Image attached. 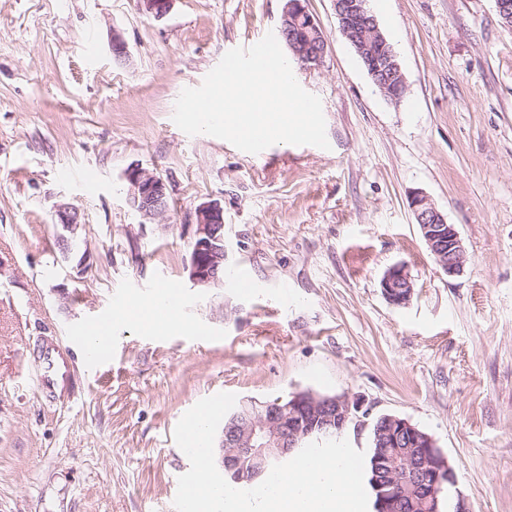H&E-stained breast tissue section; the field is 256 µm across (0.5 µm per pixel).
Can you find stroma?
<instances>
[{
	"mask_svg": "<svg viewBox=\"0 0 512 512\" xmlns=\"http://www.w3.org/2000/svg\"><path fill=\"white\" fill-rule=\"evenodd\" d=\"M284 5L174 0L157 19L140 0H0V512H174L185 412L300 390L360 402L344 437L363 452L373 418L415 424L470 512H512V30L495 0H367L405 78L396 103L333 0H308L327 51L293 74L322 101L329 149L254 156L186 135L180 92L278 32ZM135 164L165 181V216L130 207ZM415 190L457 228L460 275L431 256ZM208 201L224 209L229 276L199 286L188 265ZM397 264L413 283L403 306L380 286ZM241 268L253 295L233 286ZM169 287L179 327L148 338L113 320L116 298ZM106 322L111 355L88 359L73 333ZM45 339L71 362V394L38 385L28 349Z\"/></svg>",
	"mask_w": 512,
	"mask_h": 512,
	"instance_id": "35a3bbf8",
	"label": "stroma"
}]
</instances>
